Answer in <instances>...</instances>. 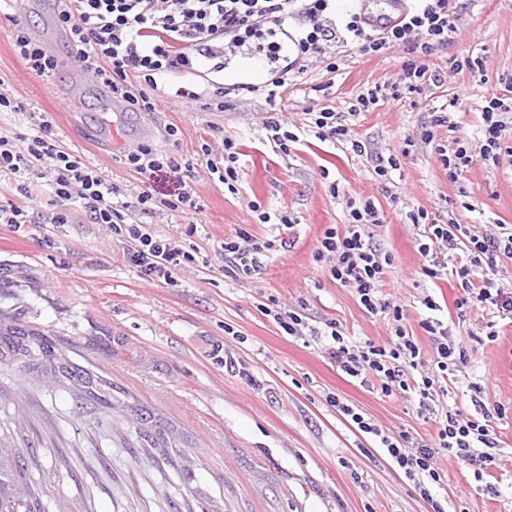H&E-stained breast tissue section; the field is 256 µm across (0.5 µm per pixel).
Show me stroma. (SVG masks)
Masks as SVG:
<instances>
[{
	"mask_svg": "<svg viewBox=\"0 0 512 512\" xmlns=\"http://www.w3.org/2000/svg\"><path fill=\"white\" fill-rule=\"evenodd\" d=\"M58 12L54 0H19L14 9L58 61L44 78L29 73L13 48V20L0 16V93L24 106L0 112V132L27 135L33 118H47L60 144L119 187L123 202L136 203L145 191L160 197L179 184L192 189L200 212L160 211L151 227L195 248L201 262L171 284L143 279L110 226L77 209L70 223L51 224L43 206L23 233L0 223V448L20 450L40 512H428L375 438L354 430L327 397L338 395L387 433L405 430L422 444L432 439L428 413L349 381L318 343L282 335L259 311L272 296L315 320H337L351 340L384 341L386 321L313 260L324 229L348 223L350 199L378 209L374 241L394 258L381 291L404 305L411 328L427 316L430 296L443 305L440 318L453 339L478 336L448 404L473 413L469 385L482 380L485 404L507 410L488 469L499 497L478 491L471 467L439 456L450 512H512V323L497 320L499 337L488 343L486 312L475 308L458 319L461 290L422 275L408 217L423 208L463 224L512 226V166L477 162L453 183L435 151L455 138L478 147L486 100L512 82V0H456L457 30L429 59L444 85L356 116L349 110L359 94L395 82L402 49L370 56L336 48L334 73L322 59H307L295 86L273 101L229 80L249 65L239 55L213 78L160 84L151 116L115 119L106 110L110 93L73 59ZM212 80L229 90L223 111L177 94ZM459 94L465 106L451 108ZM325 105L345 113L365 154L310 132L285 158L264 145L267 113L298 126L305 112ZM436 108L446 124H434ZM227 137L246 155L235 195L208 172L200 150ZM140 145L174 158L177 178L131 171L124 156ZM379 154L397 155L399 169L377 176ZM254 202L297 217L298 242L261 273L233 281L221 271L225 237L242 225L262 239L273 236L252 212Z\"/></svg>",
	"mask_w": 512,
	"mask_h": 512,
	"instance_id": "35a3bbf8",
	"label": "stroma"
}]
</instances>
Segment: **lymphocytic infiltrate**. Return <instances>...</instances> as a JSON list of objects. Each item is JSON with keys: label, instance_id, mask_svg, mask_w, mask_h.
I'll list each match as a JSON object with an SVG mask.
<instances>
[{"label": "lymphocytic infiltrate", "instance_id": "f902f5d3", "mask_svg": "<svg viewBox=\"0 0 512 512\" xmlns=\"http://www.w3.org/2000/svg\"><path fill=\"white\" fill-rule=\"evenodd\" d=\"M335 8L336 0H64L58 19L75 48L76 60L134 112L154 111L155 103L148 91L157 88L159 79L193 75L208 67L222 71L228 45L270 75L264 85H247V92L260 91L268 99H275L287 89L296 70V58L325 54L347 33L360 41L363 52L377 54L397 47L409 55L401 64L399 83L377 85L358 96L362 110L382 102L401 101L407 91L442 84L440 71L431 69L428 59L436 47L447 45L456 31L450 0H419L417 7L385 24L376 23L365 13H353L341 28L330 17ZM296 13L305 21L297 34L284 26L288 16ZM289 46L294 47V54H286ZM341 119V113L324 107L310 113L308 126L320 141L346 140L354 154L363 155L364 143L349 139ZM481 119L478 151H471L464 142L453 150H438L450 182H458L477 161L497 166L512 164V146L505 141L512 127V105L504 98L491 97ZM51 133V123L41 120L30 136L0 135V173L15 177L10 199L0 203L1 224L12 225L18 231L31 223L40 201L33 181L39 178L52 189V223H68L70 208L75 205L93 223L110 225L113 234L125 241L128 258L141 276L169 282L174 274L194 263L193 253L176 247L144 222L146 215L160 209L198 211L190 190L168 199L141 193L137 209L142 218L134 220L128 203L115 202L116 186L102 178L91 162L60 146ZM201 152L210 174L216 175L230 194H238L241 152L235 140L224 138L218 147L203 143ZM348 207L349 223L327 227L313 259L325 266L334 281L353 288L369 314L387 319L389 336L381 342H354L339 323L328 321L320 329L309 327L301 312L282 307L273 298L261 305V313L272 317L285 335H311L337 368L360 386L379 388L385 397L416 401L431 414L435 433L431 443L423 445L405 431L386 433L362 409L343 402L339 396L328 399L355 430L376 438L431 512H447L448 477L437 464L442 453L473 467L481 492L498 496L497 486L486 481L484 474L495 460V423L505 416V407L487 408L483 402L486 387L481 383L472 386L471 402L476 414L439 406L440 396L448 392L447 382L467 366L469 347L461 341L449 342L447 326L433 316L438 304L428 297L424 305L431 315L419 326L433 347V357L423 359L420 336L408 329L403 305L384 298L380 290L384 276L392 269L393 257L380 252L372 242L377 208L370 200H352ZM258 220L276 226L277 239L264 240L248 228H236L234 235L224 240L226 278L237 281L260 273L272 253H287L294 248L295 218L263 210ZM411 220L418 226L416 243L424 259V277L454 280L461 290L455 301L457 309L481 308L512 319V292H505L497 278L498 259L512 256V230L502 224L476 235L468 225L453 218L430 216L424 209L412 214Z\"/></svg>", "mask_w": 512, "mask_h": 512}]
</instances>
